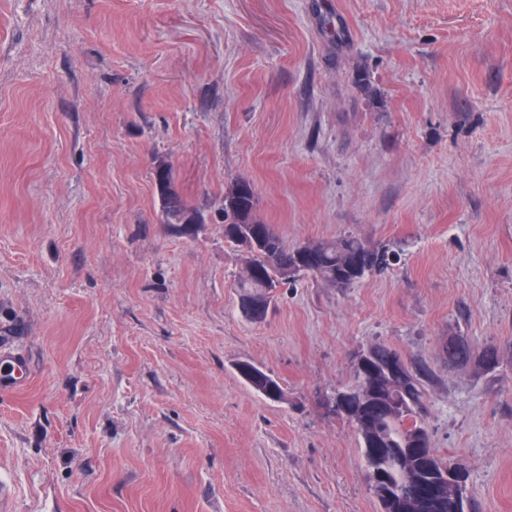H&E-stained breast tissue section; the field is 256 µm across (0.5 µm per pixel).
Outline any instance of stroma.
<instances>
[{
	"instance_id": "1",
	"label": "stroma",
	"mask_w": 512,
	"mask_h": 512,
	"mask_svg": "<svg viewBox=\"0 0 512 512\" xmlns=\"http://www.w3.org/2000/svg\"><path fill=\"white\" fill-rule=\"evenodd\" d=\"M161 162L203 223L165 224ZM242 179L288 246L397 261L250 321ZM377 343L472 512H512V0H0V351L32 371L0 392L8 512H380L333 403ZM237 371L256 393L264 399L278 402L272 396L274 389L281 387L280 382L276 378L249 362L239 363Z\"/></svg>"
}]
</instances>
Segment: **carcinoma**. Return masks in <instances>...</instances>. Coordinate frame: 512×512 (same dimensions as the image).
I'll return each mask as SVG.
<instances>
[{
    "instance_id": "carcinoma-1",
    "label": "carcinoma",
    "mask_w": 512,
    "mask_h": 512,
    "mask_svg": "<svg viewBox=\"0 0 512 512\" xmlns=\"http://www.w3.org/2000/svg\"><path fill=\"white\" fill-rule=\"evenodd\" d=\"M166 185L155 183L157 194L166 223L180 224L184 216L193 212L187 199L175 186L172 173L164 176ZM256 197L250 183H236L224 196V216L231 219V225L253 224L263 233L265 244L251 256L256 272L237 283L241 299L269 296L279 281L288 276L284 267L295 264L296 255L306 254L302 266L296 267L295 275H310L348 288L365 277L381 272L392 266L393 254L386 248L367 244L351 236L330 240H314L294 246H286L274 225L263 224L255 217ZM371 361L375 366L385 364L398 352L385 344L369 348ZM237 371L244 381L260 396L273 400L274 389L280 382L261 368L241 362ZM367 376L355 371L353 382L339 389L347 396L353 409L349 423L360 422L356 433L360 439L362 456L367 473L382 470L396 491V501L381 505V512H435L422 508L412 500L416 480L428 478L420 471L417 457L411 455L413 439L417 432L427 433L424 424V390L421 375L408 368L404 379L397 382L403 410L389 413L378 407H369L359 398V387Z\"/></svg>"
}]
</instances>
